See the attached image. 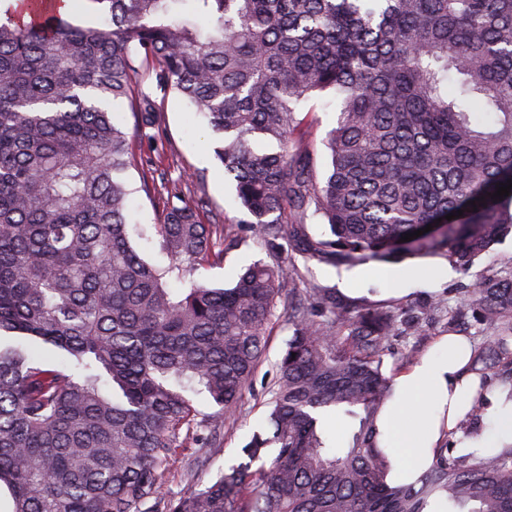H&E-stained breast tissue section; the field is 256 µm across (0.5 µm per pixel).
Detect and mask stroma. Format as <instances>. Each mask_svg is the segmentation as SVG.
Listing matches in <instances>:
<instances>
[{
	"instance_id": "35a3bbf8",
	"label": "stroma",
	"mask_w": 512,
	"mask_h": 512,
	"mask_svg": "<svg viewBox=\"0 0 512 512\" xmlns=\"http://www.w3.org/2000/svg\"><path fill=\"white\" fill-rule=\"evenodd\" d=\"M136 82L140 90L150 93L160 104L162 130L158 140L143 138L133 143L136 154L146 158L147 163L130 172V182L136 189L129 204L132 242L146 260L161 267L167 266L168 259L161 252L154 234L167 193L160 189L146 193L141 185L151 180L159 170L175 182L179 181L183 170H197L201 174L200 183L185 186V193L204 195L208 210L223 217L226 227L232 228L242 243L227 251L221 264L196 266L191 275L195 280L214 287L230 284L246 266L265 259L266 254L248 234L235 200L234 188L225 180L223 167L214 156L218 137L200 113L190 110L175 93L160 89L155 78L143 75L137 77ZM297 117L302 122L307 141L315 149L316 160H323L326 150L322 141L335 127L338 117L334 93L327 91L302 102ZM511 265L512 235H509L476 259L466 274L448 264L443 256L428 255L398 263L333 266L314 262L310 265L309 277L319 287L338 289L342 299L357 306L400 307L410 302H422L435 294H450L465 275L475 276L489 268ZM448 334L446 325L436 323L430 326L426 335L396 341L390 354L384 358V372L394 378L400 376L410 367L408 354L419 358L436 354L438 341ZM291 335L283 319H275L253 384L243 395L242 413L237 424L225 431L224 441L219 447L206 449L207 462L202 468L192 466L197 449L179 451L166 474L165 491L169 496H180L191 484L208 481L219 469L236 463L240 449L248 442L253 430L266 419L264 389L274 379L277 363Z\"/></svg>"
}]
</instances>
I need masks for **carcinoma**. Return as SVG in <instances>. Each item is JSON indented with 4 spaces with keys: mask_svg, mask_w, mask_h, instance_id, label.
Masks as SVG:
<instances>
[{
    "mask_svg": "<svg viewBox=\"0 0 512 512\" xmlns=\"http://www.w3.org/2000/svg\"><path fill=\"white\" fill-rule=\"evenodd\" d=\"M0 20V489L11 512H512V446L459 445L485 430L478 398L416 483L391 477L377 420L396 337L441 317L485 331L470 366L512 401V270H488L418 306L360 307L296 263L442 254L467 271L512 234V0H91L103 26ZM142 70L205 114L248 230L267 252L229 288L186 278L237 245L205 201L175 193L155 225L171 265L127 232L134 136L160 107ZM342 109L328 168L301 145L300 101ZM128 101L133 124L117 115ZM463 211L451 221L445 216ZM320 218L330 236L315 238ZM432 230L408 242L407 233ZM177 273L173 291L166 276ZM283 306L292 336L266 387L267 428L240 460L178 498L179 448L212 447L241 401ZM41 346L58 354L48 364ZM218 411L199 417L192 394ZM358 422L344 447L329 413Z\"/></svg>",
    "mask_w": 512,
    "mask_h": 512,
    "instance_id": "1",
    "label": "carcinoma"
}]
</instances>
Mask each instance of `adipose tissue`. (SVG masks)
<instances>
[{
	"instance_id": "ef3b65f1",
	"label": "adipose tissue",
	"mask_w": 512,
	"mask_h": 512,
	"mask_svg": "<svg viewBox=\"0 0 512 512\" xmlns=\"http://www.w3.org/2000/svg\"><path fill=\"white\" fill-rule=\"evenodd\" d=\"M471 350L459 336L449 337L445 354L424 357L414 369L399 377L392 399L381 414V432L402 433L405 442L389 452L397 468L394 476L412 482L430 466L441 434L454 430L475 398H484L491 433L465 441L466 451L480 457L500 454L512 444V404H504L498 391L484 392L469 370Z\"/></svg>"
}]
</instances>
